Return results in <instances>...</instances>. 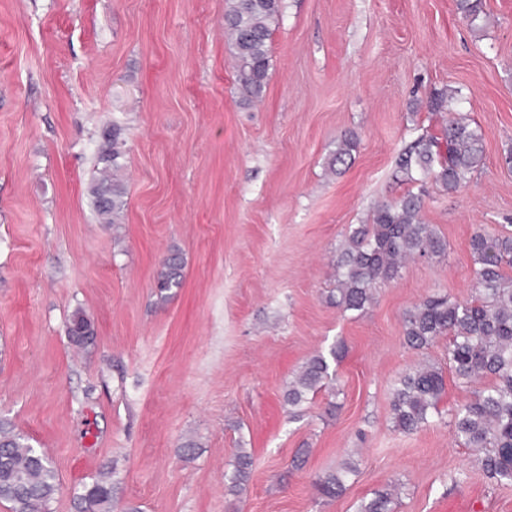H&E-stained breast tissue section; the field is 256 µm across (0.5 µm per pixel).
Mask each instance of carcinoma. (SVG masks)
I'll use <instances>...</instances> for the list:
<instances>
[{
	"label": "carcinoma",
	"mask_w": 512,
	"mask_h": 512,
	"mask_svg": "<svg viewBox=\"0 0 512 512\" xmlns=\"http://www.w3.org/2000/svg\"><path fill=\"white\" fill-rule=\"evenodd\" d=\"M283 0H227L224 32L228 35L236 68L238 94L245 105L263 98L270 68V40L282 16ZM359 139L346 133L337 141L330 168L347 164ZM120 130L103 132L97 145L100 174L92 186V207L104 224H117L127 205V187L118 176L124 155ZM483 165L482 134L464 118H448L440 133L428 130L406 145L395 160V183L419 185L377 205L370 223L350 228L336 257V288L329 300L344 313L362 315L380 285L394 280L407 257L431 258L447 250L446 241L422 220L425 185L433 183L457 191ZM473 259L474 294L459 301L447 293L426 297L403 319L408 348L424 351L448 338V372L461 388L486 380L472 398L451 413L449 426L457 441L478 452L485 477L495 485H512V235L490 236L476 231L469 241ZM183 283V260L176 250L161 261L156 279L160 297ZM67 335L87 347L96 328L80 308L67 323ZM339 350L307 359L288 382L284 403L288 417L302 416L304 406L321 392L330 396L326 412L337 408L336 373L332 362ZM441 367L427 361L404 372L390 393V411L397 430L413 434L442 418L439 402L445 392ZM254 464L252 452L234 451L224 486L233 495L245 491ZM357 472L350 461L318 476L314 485L325 497L343 491ZM58 491L57 475L46 454L0 419V500L12 512H47ZM395 493L377 490L361 499L356 512H395ZM114 485L106 476L85 486L77 496L78 512H112Z\"/></svg>",
	"instance_id": "cac0c4a2"
}]
</instances>
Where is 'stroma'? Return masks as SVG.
Returning a JSON list of instances; mask_svg holds the SVG:
<instances>
[{
  "label": "stroma",
  "mask_w": 512,
  "mask_h": 512,
  "mask_svg": "<svg viewBox=\"0 0 512 512\" xmlns=\"http://www.w3.org/2000/svg\"><path fill=\"white\" fill-rule=\"evenodd\" d=\"M225 0H0V418L43 449L59 490L49 512L111 472L140 512H354L390 485L395 512H512L450 427H393L398 377L425 355L406 311L435 293L471 297L474 232L512 233V0H283L266 92L240 105ZM482 133L484 165L453 193L429 186L423 218L444 256L409 261L366 313L331 305L350 226L404 193L395 158L443 113ZM126 141L128 205L99 223L90 187L100 133ZM355 159L328 170L337 139ZM181 288L155 295L171 249ZM97 329L80 350L75 309ZM344 342L335 417L318 394L289 421L283 393L312 355ZM254 465L224 488L237 446ZM309 447L304 467L290 470ZM353 461L343 494L314 479Z\"/></svg>",
  "instance_id": "1"
}]
</instances>
